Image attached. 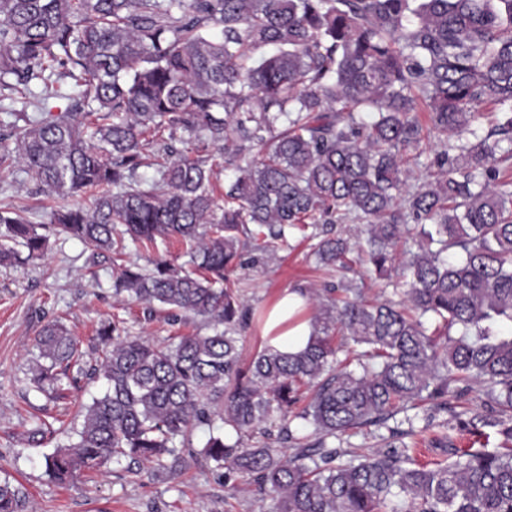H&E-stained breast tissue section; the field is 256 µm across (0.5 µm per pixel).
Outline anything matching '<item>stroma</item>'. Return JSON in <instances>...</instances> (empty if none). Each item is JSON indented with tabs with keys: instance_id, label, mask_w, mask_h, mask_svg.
<instances>
[{
	"instance_id": "stroma-1",
	"label": "stroma",
	"mask_w": 512,
	"mask_h": 512,
	"mask_svg": "<svg viewBox=\"0 0 512 512\" xmlns=\"http://www.w3.org/2000/svg\"><path fill=\"white\" fill-rule=\"evenodd\" d=\"M26 207L27 218L43 225L49 247L22 266L0 268V481L19 486L21 512H273L272 500L257 502L243 481L225 482L203 459L159 468L124 458L101 471L63 486L50 477L44 457L67 443L68 428L80 424L81 405L105 389L92 375L102 355L93 336L100 323L118 313L135 335L158 342L193 333H209L194 316L169 317L167 310L147 312L122 305L112 290V265L75 239L55 235L47 224L52 199L38 193L30 175L16 167L0 168V206ZM247 305L266 312L284 289L332 287L335 272L321 267L310 242L270 251L263 264L236 274ZM61 321L83 352L85 375L70 399L57 400L33 387L29 366L43 327ZM54 429L42 444L27 440L37 419Z\"/></svg>"
}]
</instances>
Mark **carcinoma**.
I'll use <instances>...</instances> for the list:
<instances>
[{
  "label": "carcinoma",
  "mask_w": 512,
  "mask_h": 512,
  "mask_svg": "<svg viewBox=\"0 0 512 512\" xmlns=\"http://www.w3.org/2000/svg\"><path fill=\"white\" fill-rule=\"evenodd\" d=\"M2 88L22 108L0 109V167L65 200L54 230L108 255L114 295L212 327L156 344L102 323L106 391L45 456L49 473L74 480L122 457L162 467L206 425L198 455L226 483L249 477L275 512H512V178L499 169L512 161V0H0ZM421 112L440 149L410 184ZM178 129L181 149L164 138ZM210 144L234 173L222 198ZM149 166L159 181L139 178ZM310 226L320 264H358L395 298L343 279L310 289L306 348L265 347L244 366L252 313L230 274ZM41 228L0 209V265L42 255ZM127 239L176 240L195 271L128 264ZM38 349L33 384L64 397L58 367L79 365L76 342L55 322ZM472 395L483 412H453ZM448 411L441 427L491 428L499 446L444 434L454 460L417 462L404 438ZM398 413L408 430L381 447L338 445ZM296 419L311 433L294 435ZM22 502L0 483V512Z\"/></svg>",
  "instance_id": "1"
}]
</instances>
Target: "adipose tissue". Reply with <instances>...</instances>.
Segmentation results:
<instances>
[{
	"label": "adipose tissue",
	"instance_id": "adipose-tissue-1",
	"mask_svg": "<svg viewBox=\"0 0 512 512\" xmlns=\"http://www.w3.org/2000/svg\"><path fill=\"white\" fill-rule=\"evenodd\" d=\"M305 305L300 293L284 290L269 310L261 334L270 348L280 352H298L306 348L312 328L309 320L300 318Z\"/></svg>",
	"mask_w": 512,
	"mask_h": 512
}]
</instances>
